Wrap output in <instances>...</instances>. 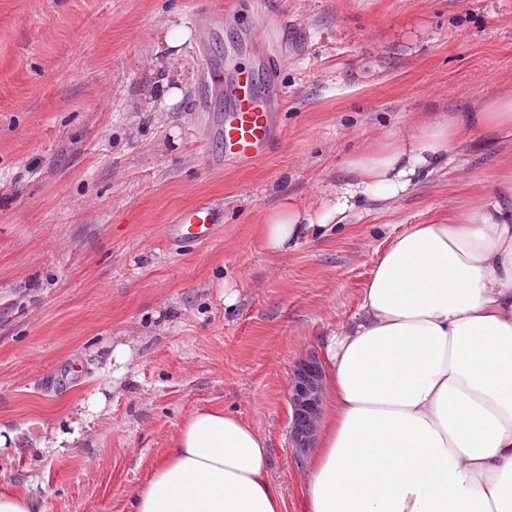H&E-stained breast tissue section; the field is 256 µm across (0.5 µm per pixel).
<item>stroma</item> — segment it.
Listing matches in <instances>:
<instances>
[{
    "mask_svg": "<svg viewBox=\"0 0 512 512\" xmlns=\"http://www.w3.org/2000/svg\"><path fill=\"white\" fill-rule=\"evenodd\" d=\"M226 2L0 0V427L13 436L0 490L28 492L35 512H130L179 422L204 407L267 439L270 476L298 512L292 369L352 321L395 235L512 176V135L475 132L390 209L269 254L261 222L283 196L309 204L370 137L512 89V0H241L287 100L281 139L247 170L215 165L206 130L202 52L258 63L231 25L201 45L199 11ZM163 26L191 29L178 54ZM164 76L180 98L154 97ZM200 199L223 203L222 226L170 250L166 225ZM122 342L134 357L116 379ZM95 391L106 407L82 418ZM63 418L80 438L44 447Z\"/></svg>",
    "mask_w": 512,
    "mask_h": 512,
    "instance_id": "obj_1",
    "label": "stroma"
}]
</instances>
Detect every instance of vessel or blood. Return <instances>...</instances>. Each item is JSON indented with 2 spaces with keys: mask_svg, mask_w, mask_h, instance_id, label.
<instances>
[{
  "mask_svg": "<svg viewBox=\"0 0 512 512\" xmlns=\"http://www.w3.org/2000/svg\"><path fill=\"white\" fill-rule=\"evenodd\" d=\"M235 13L232 7L203 12L202 37H211ZM205 63L208 90L223 102L213 117V139L220 149L216 161L231 170L251 167L270 154L281 137L285 99L278 60L267 57L260 66L230 76L224 61L209 56ZM223 222V205L199 200L179 211L166 226L165 237L172 248L190 249L209 241Z\"/></svg>",
  "mask_w": 512,
  "mask_h": 512,
  "instance_id": "1",
  "label": "vessel or blood"
}]
</instances>
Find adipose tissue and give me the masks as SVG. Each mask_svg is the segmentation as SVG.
<instances>
[{
	"mask_svg": "<svg viewBox=\"0 0 512 512\" xmlns=\"http://www.w3.org/2000/svg\"><path fill=\"white\" fill-rule=\"evenodd\" d=\"M512 128V92L419 118L344 160L347 179L265 213L283 255L383 208L448 164L471 130ZM499 196L414 224L379 253L350 324L324 336L322 409L302 512H512V182ZM130 512H286L266 439L199 408Z\"/></svg>",
	"mask_w": 512,
	"mask_h": 512,
	"instance_id": "ef3b65f1",
	"label": "adipose tissue"
}]
</instances>
